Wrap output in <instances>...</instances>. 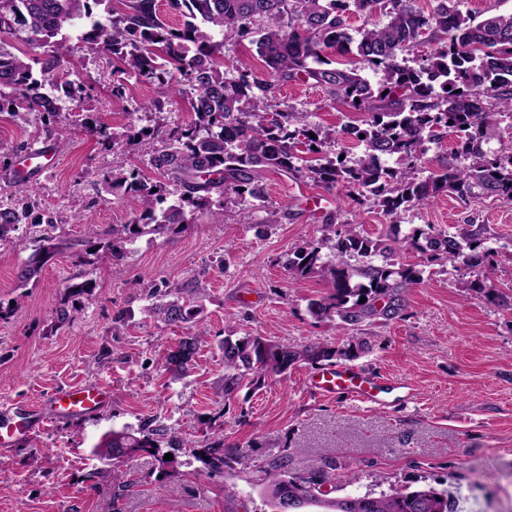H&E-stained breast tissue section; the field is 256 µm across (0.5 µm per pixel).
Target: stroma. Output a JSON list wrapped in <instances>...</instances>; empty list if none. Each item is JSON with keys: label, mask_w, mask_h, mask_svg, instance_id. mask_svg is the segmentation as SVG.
<instances>
[{"label": "stroma", "mask_w": 512, "mask_h": 512, "mask_svg": "<svg viewBox=\"0 0 512 512\" xmlns=\"http://www.w3.org/2000/svg\"><path fill=\"white\" fill-rule=\"evenodd\" d=\"M68 35L67 67L87 95L81 102L61 97L60 116L69 124L63 138L39 114L0 115V156L19 161L23 149L42 141L58 153L57 165L33 184L0 166V204L26 208L31 221L54 214L59 234L99 248L113 225L134 215L131 199L105 185L104 174L135 169L158 181L131 136L140 129L165 134L190 121L191 112L188 99L159 98L154 86L116 74L110 53H87L78 30ZM116 82L123 95H113ZM276 97L281 107L335 130L354 116L307 83L282 85ZM95 119L109 126L110 142L87 130ZM328 218L358 225L373 239L389 223L350 188L328 191L304 176L273 174L260 200L218 199L189 213L174 233L139 234L115 266L56 257L23 289L16 275L34 242L29 223L11 232L0 248V303L14 307L0 321V408L67 385L106 384L111 396L94 413L51 420L0 451V512H270L261 494L270 454L281 455L289 471L306 473L325 452L341 464L336 497L433 487L450 492L454 512H512V203L445 193L398 216L405 233L421 224L487 225L494 275L479 291L467 271L404 253L423 270L422 282L405 294L406 315L366 327L367 349L332 361L381 377L380 403L311 393L307 380L320 366L300 362L259 384L244 383L226 408L215 404L224 337L261 335L298 349L346 343V330L308 309L326 281L314 275L295 283L285 269L299 247L319 240ZM83 281L89 291L75 301L70 322L58 324L55 309L67 300L68 285ZM158 288L184 289L194 299V318L158 322L150 312ZM118 315L124 326L116 334ZM187 335L200 342L193 369L180 376L167 369L166 356ZM153 419L180 440L203 443L223 433L234 461L209 475L189 449L135 448L122 463L132 485L117 492L111 464L91 450L105 433ZM166 453L170 463L159 465ZM228 486L234 495H225Z\"/></svg>", "instance_id": "1"}]
</instances>
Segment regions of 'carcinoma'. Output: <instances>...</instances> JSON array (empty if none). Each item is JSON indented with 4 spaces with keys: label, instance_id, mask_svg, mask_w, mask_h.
Here are the masks:
<instances>
[{
    "label": "carcinoma",
    "instance_id": "carcinoma-1",
    "mask_svg": "<svg viewBox=\"0 0 512 512\" xmlns=\"http://www.w3.org/2000/svg\"><path fill=\"white\" fill-rule=\"evenodd\" d=\"M168 6L185 17L182 25H170L156 0H0V37L21 29L45 48L39 58L13 54L0 64V113L37 112L48 120L59 115L49 105L46 83L69 54L63 30L76 25L82 27L84 45L118 56L120 73L156 86L160 96L180 94L182 82L195 90L189 122L173 127L161 141L143 130L133 135L165 182L151 186L133 169L105 175V183L124 189L138 208L131 223L112 226V240L97 255L99 261H121L127 244L145 230L159 235L174 231L186 222L185 208H208L214 193L233 202L262 198L264 180L272 173L304 171L327 190L349 185L391 219L447 192L461 199L488 196L512 202V152L487 148L494 117L512 112V13L480 21L463 18L455 0H436L427 13L416 0H168ZM352 13L384 20L367 24L355 38L350 34ZM244 40L256 46L265 73L245 69L228 78L224 44ZM422 44L434 48L415 68L408 55ZM367 70L380 74L377 83L364 75ZM299 81L313 83L331 100L361 114L360 124L340 129L362 146L358 158L349 162L329 156L325 128L310 123L305 112L279 108L275 89ZM361 133L365 138H359ZM452 134L453 161L420 178L424 143H439ZM389 159L395 165H388ZM169 195L175 200L167 205ZM21 223L17 208L0 206V246ZM485 241L483 224H458L448 231L424 224L402 237L389 231L386 238L373 240L353 224L338 228L327 221L321 238L297 250L286 270L294 281L321 274L328 289L310 302L311 314L336 318L342 329L360 332L402 317L404 293L423 280L418 264L396 258L397 251L465 269L473 277L471 287L480 289L494 274ZM64 251L82 263L91 248H77L46 225L17 273L19 287ZM153 297L152 312L163 324L190 320L193 305L183 289H159ZM198 342L196 336L181 338L167 363L188 372ZM220 347L224 377L216 398L224 406L251 374H283L300 360L354 359L368 344L350 336L341 348L322 344L298 350L246 334L226 336ZM168 434L161 423L111 431L95 444L93 454L112 462L113 479L123 484L120 463L128 451L158 448ZM182 445L199 448L196 459L206 470L224 469L223 438L202 445L185 440ZM336 469V459L327 456L323 467L309 475H291L274 458L265 471L264 495L275 512L284 505L283 498L273 497L281 488L293 512L309 506L326 512H451L447 493L433 487L320 498V487L333 483Z\"/></svg>",
    "mask_w": 512,
    "mask_h": 512
}]
</instances>
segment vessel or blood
Returning a JSON list of instances; mask_svg holds the SVG:
<instances>
[{"label":"vessel or blood","instance_id":"obj_1","mask_svg":"<svg viewBox=\"0 0 512 512\" xmlns=\"http://www.w3.org/2000/svg\"><path fill=\"white\" fill-rule=\"evenodd\" d=\"M57 154L53 147L30 148L25 155V167L30 176H38L55 167ZM308 387L320 396L346 395L360 403H376L381 391L374 376L360 369L330 367L312 375ZM109 392L101 386H70L55 391L42 402L23 409L0 411V446L11 447L18 436H29L47 419H64L102 408Z\"/></svg>","mask_w":512,"mask_h":512}]
</instances>
